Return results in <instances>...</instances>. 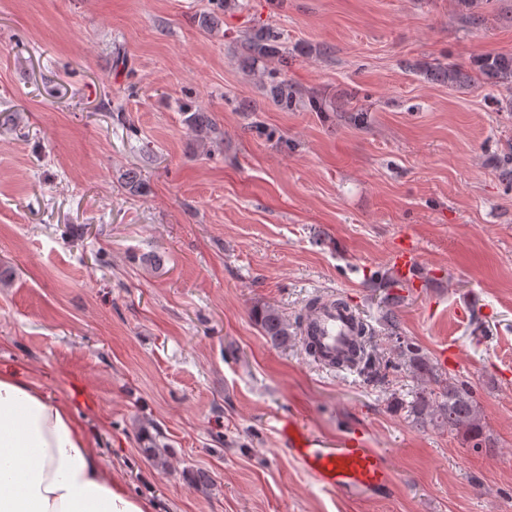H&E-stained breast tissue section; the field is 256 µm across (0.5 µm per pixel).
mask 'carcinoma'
I'll list each match as a JSON object with an SVG mask.
<instances>
[{"label":"carcinoma","instance_id":"obj_1","mask_svg":"<svg viewBox=\"0 0 512 512\" xmlns=\"http://www.w3.org/2000/svg\"><path fill=\"white\" fill-rule=\"evenodd\" d=\"M238 6L237 0H216L214 8L199 17V24L209 32L220 31L224 12ZM241 64L246 69L262 67L271 101L285 112L304 107L314 112H335V102L323 98L308 97L299 85L288 80L282 69L271 63H283L288 51L282 34L268 24H259L241 35ZM479 75L494 85L512 86V55L481 56L474 60ZM423 74L436 83L448 86L469 85L472 76L457 65L437 62L423 68ZM184 125L205 149L219 144L220 133L209 113L200 108L184 113ZM402 296L388 292L383 303V319L388 335L395 340L394 352L403 361L413 377L421 382L420 388L410 401L409 412L422 424L446 427L463 435L474 448H490L492 444L484 433L481 415L472 389L466 384L443 375L438 367L420 352L412 342L400 336L399 316L395 304ZM253 316L266 340L274 347H286L294 337L291 325L278 309L263 305L253 310ZM369 336L366 325H361L358 351L367 374L377 377L381 373L383 358L368 351Z\"/></svg>","mask_w":512,"mask_h":512}]
</instances>
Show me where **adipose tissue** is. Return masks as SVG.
Masks as SVG:
<instances>
[{"label":"adipose tissue","instance_id":"obj_1","mask_svg":"<svg viewBox=\"0 0 512 512\" xmlns=\"http://www.w3.org/2000/svg\"><path fill=\"white\" fill-rule=\"evenodd\" d=\"M148 510L104 465L67 403L0 372V512Z\"/></svg>","mask_w":512,"mask_h":512}]
</instances>
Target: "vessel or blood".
Masks as SVG:
<instances>
[{"mask_svg":"<svg viewBox=\"0 0 512 512\" xmlns=\"http://www.w3.org/2000/svg\"><path fill=\"white\" fill-rule=\"evenodd\" d=\"M390 259L402 281L418 286L421 259L412 238L397 242ZM354 327L352 314L337 308L333 300H323L310 309L302 329L314 338L318 365L331 367L334 359L349 351L355 339ZM280 432L299 466L318 484L344 497H367L383 492L393 482L388 458L379 449L368 447L362 434L351 433L329 444L306 433L291 419L283 420Z\"/></svg>","mask_w":512,"mask_h":512,"instance_id":"obj_1","label":"vessel or blood"}]
</instances>
